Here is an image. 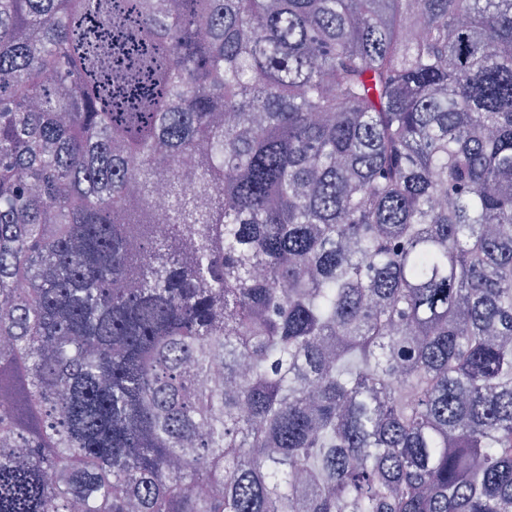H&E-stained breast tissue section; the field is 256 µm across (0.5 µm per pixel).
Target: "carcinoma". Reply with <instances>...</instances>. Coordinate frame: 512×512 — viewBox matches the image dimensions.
<instances>
[{
  "label": "carcinoma",
  "instance_id": "cac0c4a2",
  "mask_svg": "<svg viewBox=\"0 0 512 512\" xmlns=\"http://www.w3.org/2000/svg\"><path fill=\"white\" fill-rule=\"evenodd\" d=\"M0 512H512V0H0Z\"/></svg>",
  "mask_w": 512,
  "mask_h": 512
}]
</instances>
